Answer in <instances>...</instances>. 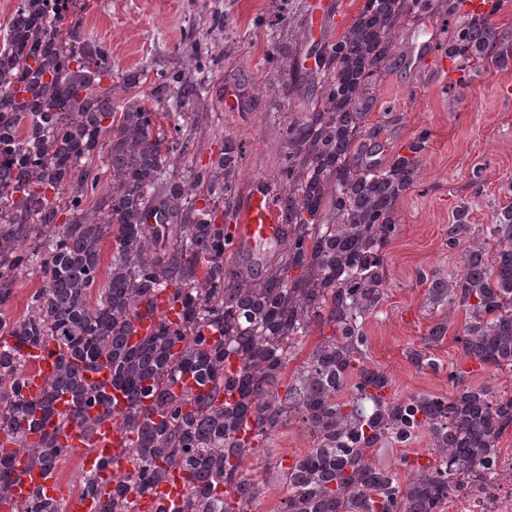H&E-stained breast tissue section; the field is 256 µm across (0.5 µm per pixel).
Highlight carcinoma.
Here are the masks:
<instances>
[{"label": "carcinoma", "mask_w": 512, "mask_h": 512, "mask_svg": "<svg viewBox=\"0 0 512 512\" xmlns=\"http://www.w3.org/2000/svg\"><path fill=\"white\" fill-rule=\"evenodd\" d=\"M0 30V434L14 445L0 452V499L14 483V455L55 470L68 450L46 424L58 421L92 431L108 396L87 373L101 368L127 402L121 427L136 434L112 474L101 512H139L171 470L183 473L180 503L160 512H243L261 493L246 469L255 441L271 437L298 415L315 446L284 474L286 497L277 512H437L451 479H469L497 451L512 428V398L448 372L446 397L405 400L386 391L388 377L365 363V322L384 300L385 243L397 233L396 205L415 183L427 132L407 142L383 165L366 161L376 130H365L375 73L400 58L398 32L406 17L453 16L460 0H363L357 15L319 61L323 92L318 108L284 131L275 200L291 231L278 270L257 282L224 276L230 225L215 223L218 206L198 208L202 194L219 191L224 214L233 211L238 153L224 144L216 160L192 177L170 170L171 146L155 133V112L136 95L117 123L112 57L85 37L75 0H19ZM499 4L448 36L444 54L465 87L489 66L512 60L490 22ZM73 19L63 27L62 16ZM222 40L213 21L181 49L188 73L163 81L177 99L206 92L201 49ZM108 153L106 187L90 209L87 195L100 176L83 161ZM153 209L164 222L149 224ZM66 215L58 232L45 228ZM468 209L448 225L456 273L436 281L431 299L461 310L454 341L481 368L512 370V205L498 209L484 230L468 223ZM112 237L106 282L96 288L101 246ZM493 241L490 251L487 241ZM40 261L44 283L27 315L6 312L14 284ZM308 274L289 280L288 270ZM169 292L178 320L159 321L138 343H128L132 319L149 296ZM330 327L307 359L283 382L284 369L311 326ZM46 342L58 355L41 396L24 394L26 352ZM192 376L205 389L184 387ZM285 387L284 394L279 388ZM66 400L59 413L55 402ZM252 426L251 439L239 436ZM428 438L427 463L400 460L405 475L377 462L378 447ZM451 457L441 468L437 458ZM99 476L86 473L81 493L100 495ZM60 499L34 490L15 512H63Z\"/></svg>", "instance_id": "carcinoma-1"}]
</instances>
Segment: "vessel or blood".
I'll list each match as a JSON object with an SVG mask.
<instances>
[{"mask_svg":"<svg viewBox=\"0 0 512 512\" xmlns=\"http://www.w3.org/2000/svg\"><path fill=\"white\" fill-rule=\"evenodd\" d=\"M230 232L232 248L260 257L266 255L270 248L280 245L284 237L282 213L264 181H254L243 195L233 217ZM151 302V308L134 319L132 340L151 335L160 318L174 317L175 311L167 294H155ZM28 360L29 371L24 392L29 396H38L42 393L45 379L55 371L58 357L49 351L35 349L29 351ZM98 379L111 398V416L103 420L89 436L74 427L59 429L56 432V442L80 453L86 470L108 477L112 474L113 463L123 460L134 441V435L119 424L125 399L119 390L113 388L109 372L101 371ZM15 472L16 482L12 495L0 500V512H14L17 503L25 500L37 489L43 490L50 497L63 499L66 512L99 510L95 499L70 491L55 473L30 467L24 456H17ZM183 493L184 481L181 473H170L151 494L140 498V512H158L159 508L180 501Z\"/></svg>","mask_w":512,"mask_h":512,"instance_id":"b4317fda","label":"vessel or blood"}]
</instances>
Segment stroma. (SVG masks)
I'll return each mask as SVG.
<instances>
[{"label": "stroma", "instance_id": "35a3bbf8", "mask_svg": "<svg viewBox=\"0 0 512 512\" xmlns=\"http://www.w3.org/2000/svg\"><path fill=\"white\" fill-rule=\"evenodd\" d=\"M87 38L112 53V79L142 72L134 89L157 112V127L172 136V113L199 115L195 146L175 157L178 173L208 163L225 142L238 148V191L256 178L274 183L287 152L280 130L312 111L322 96L321 84L307 70L306 58L320 55L321 41L305 40L312 16L324 5L335 15L329 29L337 37L362 0H78ZM215 5L224 20L223 54L206 69L207 98L175 102L158 93L159 74L184 71L179 44L190 30L208 27L204 6ZM468 19L465 12L433 15L409 22L399 32L402 57L376 73L374 101L365 123L379 127L380 153L393 155L420 133H428L415 186L397 205L399 229L384 247L386 298L365 325L371 365L387 374L395 396L448 395V370L472 372L476 383L493 392L512 384V371L489 374L465 360L452 338L462 312L434 307L429 288L434 279L455 273L458 256L448 250V226L461 205L472 223L494 221L492 203L503 185L512 184V67L484 69L468 87H456L455 71L438 73L416 64L418 52L436 55L437 42ZM237 96L238 112L224 109L226 96ZM399 118L385 121L386 113ZM447 321L448 336L431 349L421 344L429 329ZM423 350L430 365L410 359ZM315 432L293 420L265 439L248 463L260 496L246 512H275L287 493L282 467L311 448Z\"/></svg>", "mask_w": 512, "mask_h": 512}]
</instances>
